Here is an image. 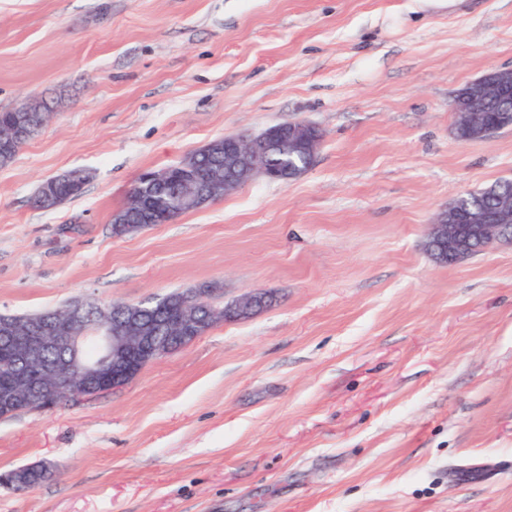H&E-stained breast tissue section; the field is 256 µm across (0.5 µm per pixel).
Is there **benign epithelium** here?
<instances>
[{
  "label": "benign epithelium",
  "mask_w": 512,
  "mask_h": 512,
  "mask_svg": "<svg viewBox=\"0 0 512 512\" xmlns=\"http://www.w3.org/2000/svg\"><path fill=\"white\" fill-rule=\"evenodd\" d=\"M485 95L500 99L512 96V69L489 71L469 85L465 96H456L451 103L452 111L461 121L477 126L487 138L500 131V127L485 117L473 118L467 113L469 102ZM22 138L23 129L18 124L11 125L5 132L0 130V152H8ZM319 141L318 131L300 121L283 123L259 134L226 136L224 181L216 187H200L195 178V166L187 162L144 172L137 177L136 184H145L156 191L175 181L179 186L177 206L199 208L211 201L212 195L221 198L256 178L288 183L292 176L300 173L296 160L298 149L306 146L311 160ZM273 154L282 162L279 171L273 168ZM431 234L436 239L440 259L446 263L471 256L470 242L474 238L484 241L486 246L496 239L512 241V194L499 196L498 204L490 212L469 206L465 195L461 194L436 215ZM257 299V295H247L229 305L217 306L199 295H192L186 300L183 319L175 322L173 328L178 332L200 331L204 320L197 316L199 310L205 311L209 318L245 319L247 306ZM87 307L86 302L80 301L53 312L40 328L32 331L5 324L9 352L7 358L0 359V376L8 378L10 386L4 389V399L12 403L21 401L24 390L36 383L47 401L43 408L52 409L77 395L124 386L139 373L135 361H156L171 353L170 342L179 340L177 336H154L141 329L136 320L135 304L123 303L111 309L112 321L100 322L93 328L87 322ZM88 344L97 351L92 359L81 354ZM56 345L73 348V359L55 363L43 359L42 351ZM20 360L28 362L23 370L15 367Z\"/></svg>",
  "instance_id": "obj_1"
}]
</instances>
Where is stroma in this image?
Listing matches in <instances>:
<instances>
[{"mask_svg":"<svg viewBox=\"0 0 512 512\" xmlns=\"http://www.w3.org/2000/svg\"><path fill=\"white\" fill-rule=\"evenodd\" d=\"M512 69V0H0V111L54 112L0 168V313L267 292L128 384L0 418V512H512V242L444 264L457 195L512 179V129L450 101ZM305 121L308 170L118 236L136 178ZM81 168L49 210L46 179ZM484 95L495 96L500 99L512 97V69L498 70L493 69L486 73L482 78L469 85L464 97L455 96L451 109L456 112L461 121L477 126L475 130H480L484 138H487L498 131L500 127L491 124L486 117L472 118L470 113L465 112L470 104L469 100L476 101Z\"/></svg>","mask_w":512,"mask_h":512,"instance_id":"obj_1","label":"stroma"}]
</instances>
